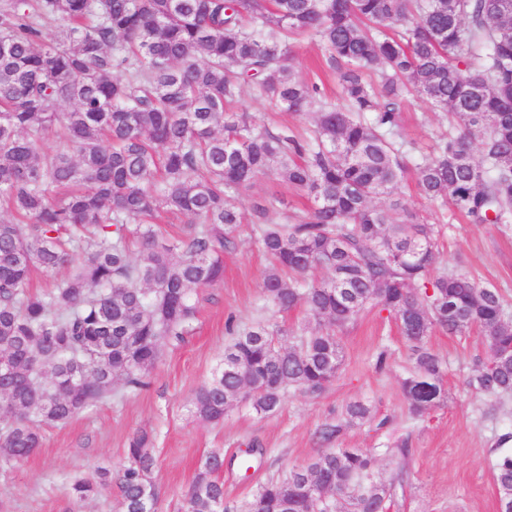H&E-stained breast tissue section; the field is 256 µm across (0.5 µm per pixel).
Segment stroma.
I'll use <instances>...</instances> for the list:
<instances>
[{"label": "stroma", "instance_id": "stroma-1", "mask_svg": "<svg viewBox=\"0 0 512 512\" xmlns=\"http://www.w3.org/2000/svg\"><path fill=\"white\" fill-rule=\"evenodd\" d=\"M300 78L318 84L331 100H339L340 86L329 53L318 42L292 43ZM238 111L269 128L298 130L310 117L280 111L244 87ZM444 112L432 109L419 96H410L401 108V132L410 148L409 165L428 156L434 140L446 134ZM396 196L419 211L428 222L442 223L443 246L438 271H470L477 281L500 289L512 300V225L472 224L456 216L443 223L442 209L420 197L415 176L406 173ZM259 196L276 197L289 210L304 209L307 198L277 174L261 176L242 197L250 207ZM267 261L259 245L244 239L240 248L224 256V276L198 289L197 318L184 339L166 348L150 373V385L141 391H118L87 409L67 424L43 430L42 445L25 462L0 463V512H121L118 489L112 488L84 503H74L70 481L97 468H119L129 437L150 432L158 457L152 475L158 491L159 512H181L202 457L222 449L224 503L238 507L250 500L269 479L304 465L317 452L316 430L335 420L345 402L361 399L372 405L374 421L353 426L340 440L341 447L357 448L375 456L382 480L394 476L397 460L383 450L396 439L408 441L405 462L410 480L398 491L389 512H498L490 459L498 438L512 434V398L493 405L490 398L471 391L466 380L486 346L475 333L449 335L435 332L427 345L447 365L442 378L446 398L420 419L412 418L401 381L413 369L410 344L386 313L373 308L360 314L341 331L346 361L340 376L317 398L288 392L281 409L261 416L244 402L234 404L223 421L208 424L195 419L189 402L196 388L218 367L229 337L227 319L242 325L276 322L290 335L305 334L303 310L285 313L267 310L261 283ZM386 352L387 364L377 368L376 357ZM250 458V468L240 467Z\"/></svg>", "mask_w": 512, "mask_h": 512}]
</instances>
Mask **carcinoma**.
Masks as SVG:
<instances>
[{"label":"carcinoma","instance_id":"1","mask_svg":"<svg viewBox=\"0 0 512 512\" xmlns=\"http://www.w3.org/2000/svg\"><path fill=\"white\" fill-rule=\"evenodd\" d=\"M292 37L327 48L342 101L298 77ZM248 82L287 112L313 114L309 135L229 111ZM412 93L451 126L416 166L419 194L473 224L511 225L512 10L494 0H0V210L11 216L0 220V364L13 370L0 377V461L24 462L42 426L66 424L116 387H147L161 349L196 319L193 293L223 278L245 224L268 261L266 305L302 307L316 327L288 346L276 323L228 319L222 363L191 398L199 419L220 422L241 400L271 415L290 390L320 396L343 366L336 331L375 307L411 344L402 390L412 417L442 400L443 363L426 346L436 329L478 331L487 357L467 386L511 398L503 294L464 270L432 273L440 225L393 197ZM272 172L312 202L283 224L271 219L276 198L249 213L241 204ZM163 212L188 217L179 236L157 229ZM61 267L48 292L31 291L33 273ZM318 269L328 276L310 277ZM77 365L83 382L68 387ZM372 418L369 404L347 403L317 432L309 462L261 485L244 512H309L297 494L307 482L337 512H386L405 473L358 490L375 458L334 447ZM223 466L219 450L201 460L187 512H230ZM156 467L153 437L140 430L117 471L76 477L69 495L82 503L115 485L123 512H151L144 489ZM492 470L500 512H512V451L495 450Z\"/></svg>","mask_w":512,"mask_h":512}]
</instances>
